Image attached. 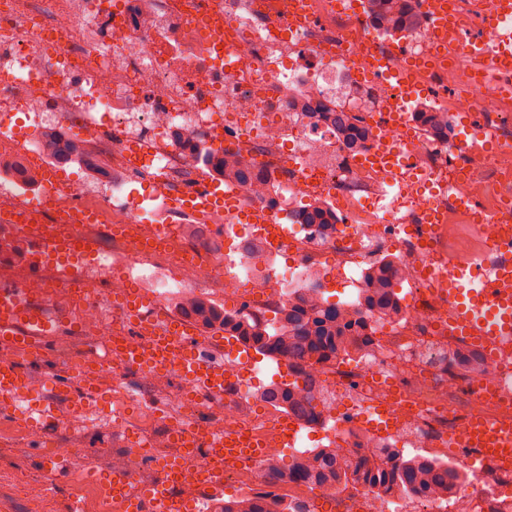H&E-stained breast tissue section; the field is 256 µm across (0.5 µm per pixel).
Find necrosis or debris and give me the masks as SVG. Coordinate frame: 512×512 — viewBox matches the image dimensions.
Returning a JSON list of instances; mask_svg holds the SVG:
<instances>
[{
  "mask_svg": "<svg viewBox=\"0 0 512 512\" xmlns=\"http://www.w3.org/2000/svg\"><path fill=\"white\" fill-rule=\"evenodd\" d=\"M309 19L291 26L286 0H0V162L13 169L0 184V284L19 288L56 319L64 334L53 354L75 382V395H94L112 408L110 472L127 480L124 497L88 479L78 449L63 434L88 432L96 407L55 409L54 424L23 417V401L0 398V456L37 449L56 463V484L22 478L17 490L31 507L68 485L75 501L67 512H152L146 490L159 483L161 466L179 459L171 495H202L200 471L211 461L204 443L185 450L175 428L246 436L263 444L260 457L224 471L238 496L270 495L314 508V488L292 478L263 477L266 460L288 454L298 461L312 448H418L432 460L468 453L452 445L480 419L512 430V345L491 355L482 340L454 325L455 305L431 273L483 272L512 262V70L481 81L460 55L435 53L433 20L415 39L397 43L367 24L360 0H303ZM221 15L223 38L214 41L209 19ZM381 54L396 68L426 56L417 72V100L433 99L450 127L469 121L466 137L441 139L415 120L392 124L381 108L406 94L395 79L369 73ZM353 112L376 127L379 142L398 155L390 178L349 152L324 123L297 105ZM495 131L503 149L484 147ZM64 140L94 144L109 163L108 191L73 178L64 163L46 162V146ZM246 176L225 177L224 161ZM58 175L43 204L33 237L68 235L73 210L94 214L83 225L94 248L74 263L69 287L53 275L29 278L11 250L22 189ZM144 191L134 194L130 186ZM238 191L240 210L282 214L280 224H233L208 202L225 184ZM182 197L191 208L155 211L156 201ZM319 204L337 221L327 234L291 223L300 206ZM439 213L429 223V209ZM168 224L167 244L146 247L152 224ZM393 259L411 287L394 320L370 316L363 304L370 266ZM104 284L101 298L85 288ZM138 287L142 311L157 321L168 314L193 318L186 303L201 299L225 312L276 325L291 299L310 288L318 303L332 288L349 292L345 308L366 321L368 346L335 360L305 365L286 356L265 359L232 333L201 343V355L220 362L228 379L220 396L172 384L174 367L129 366L114 341L147 346L132 322L114 309L128 286ZM180 306L168 309V297ZM472 354L463 373L453 354ZM289 373L297 384L314 380L320 391L313 416L300 417L265 401L264 377ZM388 412L387 430L375 426ZM289 422L290 434L280 425ZM334 512H512V467L488 461L446 506L368 488L328 494Z\"/></svg>",
  "mask_w": 512,
  "mask_h": 512,
  "instance_id": "necrosis-or-debris-1",
  "label": "necrosis or debris"
}]
</instances>
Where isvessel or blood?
Masks as SVG:
<instances>
[{"mask_svg": "<svg viewBox=\"0 0 512 512\" xmlns=\"http://www.w3.org/2000/svg\"><path fill=\"white\" fill-rule=\"evenodd\" d=\"M490 25L498 32L496 38L473 41L464 46L455 41L448 44L449 50L466 55L478 74L484 77L512 66V0H491ZM40 210V205H31L26 211V223L15 227L17 240L27 250L24 260L26 271L35 277L50 265L58 282H68L71 274L68 257L81 250H90L91 244L77 230L61 239L48 235L41 244H31L29 225L37 221ZM435 276L447 280L448 295L458 307V322L469 333L498 340L512 337V265L491 269L482 276L469 279L458 273L448 276L440 270ZM142 329L150 336L152 344L139 355H128V363L159 367L172 364L188 383L202 386L214 395L223 394V367L202 360L192 347L200 336L198 330L175 319L162 326L146 322ZM55 332L52 319L43 315L33 300L14 289L0 288V349L26 347L30 350L31 361H46L50 355L43 345ZM30 394L28 380L21 370L1 364L0 396L26 398ZM458 444L474 448L471 463L489 458L505 467L512 465V434L501 429L494 420H480L466 437L459 439ZM214 447V459L219 463L254 458L261 452L259 442L236 436L216 439ZM178 468V461H171L163 472L162 488L150 491L153 512H215L217 505L224 500L223 479L213 469H205L202 485L208 492L207 497L193 501L174 500L164 493L163 488L172 484Z\"/></svg>", "mask_w": 512, "mask_h": 512, "instance_id": "vessel-or-blood-1", "label": "vessel or blood"}]
</instances>
